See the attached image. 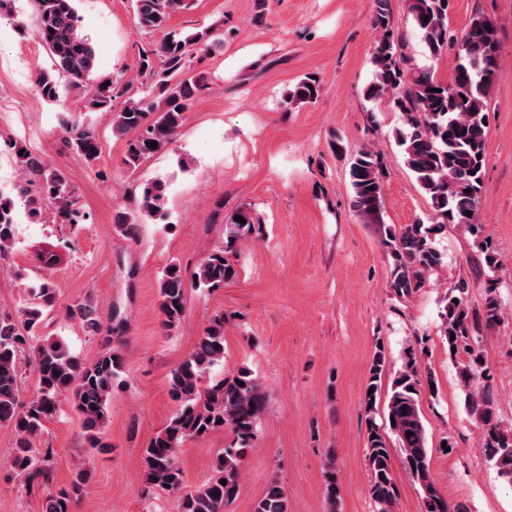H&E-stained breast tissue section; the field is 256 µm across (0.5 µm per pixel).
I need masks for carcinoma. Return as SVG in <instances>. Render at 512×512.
<instances>
[{
	"label": "carcinoma",
	"mask_w": 512,
	"mask_h": 512,
	"mask_svg": "<svg viewBox=\"0 0 512 512\" xmlns=\"http://www.w3.org/2000/svg\"><path fill=\"white\" fill-rule=\"evenodd\" d=\"M76 0H33L39 17L36 38L49 50L53 66L68 76V86L81 89L98 68L92 41L83 34ZM407 11L430 56L434 59L454 51L455 70L447 86L431 70H417L409 64L405 42L391 23L388 0H377L373 26L378 37L373 42V80L365 90L370 101L388 99L400 113V125L393 137L404 162L430 201L429 223L404 224L397 230L384 229L385 244L393 260L391 288L399 297L411 295L443 263L435 247L436 236L450 224L465 227L480 236V196L486 158L488 108L501 67L499 38L492 20L475 14L460 34L448 25L450 0H406ZM182 0H134L138 25L150 31L166 27ZM429 19H424V16ZM215 42L210 31H170L160 43L142 50L141 82L137 97L128 98L119 109L114 101L125 90L99 81L86 102L90 112H111L112 132L132 135L127 141L123 164L133 172L147 158L166 150L183 127L187 112L206 88V75L193 67L197 55H206ZM40 96L60 101L59 82L50 73L36 79ZM320 80L307 75L289 88L283 98L287 108L312 103L321 94ZM157 142L152 148L149 142ZM64 143L87 163L101 153L99 134L91 123L65 124ZM11 150L23 172L36 180L19 181L5 190L0 187V255L16 243L18 212L16 197L25 199L28 217L38 218L42 205L55 204V222L80 224L84 214L77 207L75 191L67 175L50 167L27 146L14 142ZM23 155H18V152ZM347 175L352 190V206L369 224L383 223L381 203L385 171L377 151L361 147L349 159ZM167 186L159 180L131 188V207L114 218L116 230L126 239L138 240L142 216L161 220L166 216ZM471 215H465V212ZM241 216L244 222L235 220ZM256 231L250 209L242 207L227 220L224 247L209 254L193 269L179 259H171L159 280L158 309L162 324L171 330L179 326L188 310L187 287L208 292L224 287L237 274L236 257L242 241ZM466 281L457 283L445 298L441 314V336L460 358L459 378L466 391L467 409L484 426L483 448L498 475L512 484V425L495 419L490 387L481 380L486 370L480 352L471 344L481 321H495L500 305L494 298L485 301L484 312L471 307ZM31 302L17 315L0 312V426L16 435L13 466L29 488L50 479L41 458L51 451L33 446L45 424L56 417L59 397L71 395L81 428L94 448L103 449L108 422L109 400L119 377L122 359L105 351L87 360L73 353L58 337L41 336L44 315L57 304L58 289L52 278L43 276L28 286ZM69 316L86 332L97 335L102 325L97 309L90 303L69 307ZM224 315L213 317L189 356L170 374V394L177 409L166 425L144 449V477L147 484L176 495L178 512H226L240 492L241 461L257 437L267 410V394L246 372L205 387L209 370L224 362ZM26 352L36 373L38 389L26 403L19 401V354ZM426 355L423 347L407 349L402 367L392 379L381 429L374 413L387 371L384 350L374 353L364 390L367 414V454L371 473L370 495L377 512H391L398 495L392 474V455L387 433L395 437L401 450L406 475L419 486L425 512H466L451 504L437 489L431 467L427 430L421 411L422 392H434L431 373H422ZM229 430L239 443L217 454L214 475L204 486L191 490L184 486L176 449L189 439ZM226 484H221V481ZM88 472L80 467L68 490L45 499L43 512H73L85 492ZM323 495L328 512H336L338 483L333 463L324 473ZM253 512H289L288 497L279 478L267 485Z\"/></svg>",
	"instance_id": "carcinoma-1"
}]
</instances>
